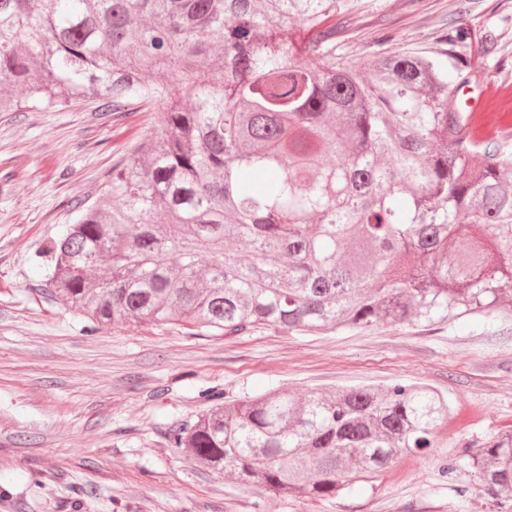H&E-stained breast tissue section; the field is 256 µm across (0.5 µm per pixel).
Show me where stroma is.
Segmentation results:
<instances>
[{
	"label": "stroma",
	"instance_id": "stroma-1",
	"mask_svg": "<svg viewBox=\"0 0 512 512\" xmlns=\"http://www.w3.org/2000/svg\"><path fill=\"white\" fill-rule=\"evenodd\" d=\"M483 109L512 112V0H361L336 47L371 60L373 33L424 54L459 26ZM493 40L492 53L477 51ZM165 108L100 112L95 102L0 112V512H491L470 490L468 446L512 433V321L468 317L438 326L318 335L271 327L240 336L182 326H104L45 291V248L96 197L116 160ZM447 394L453 416L430 454L400 459L333 498H272L169 448L172 425L204 410L200 390L242 399L393 382ZM456 460L454 478L440 474Z\"/></svg>",
	"mask_w": 512,
	"mask_h": 512
}]
</instances>
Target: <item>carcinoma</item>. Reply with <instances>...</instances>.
<instances>
[{
  "mask_svg": "<svg viewBox=\"0 0 512 512\" xmlns=\"http://www.w3.org/2000/svg\"><path fill=\"white\" fill-rule=\"evenodd\" d=\"M358 2L0 0V112L167 103L161 136L49 241L48 292L97 324L224 336L512 318V151L502 117L456 106L468 29L436 55L344 65L336 17ZM203 397L168 445L275 497L371 482L450 414L402 382ZM467 456L475 490L512 512V434Z\"/></svg>",
  "mask_w": 512,
  "mask_h": 512,
  "instance_id": "1",
  "label": "carcinoma"
}]
</instances>
